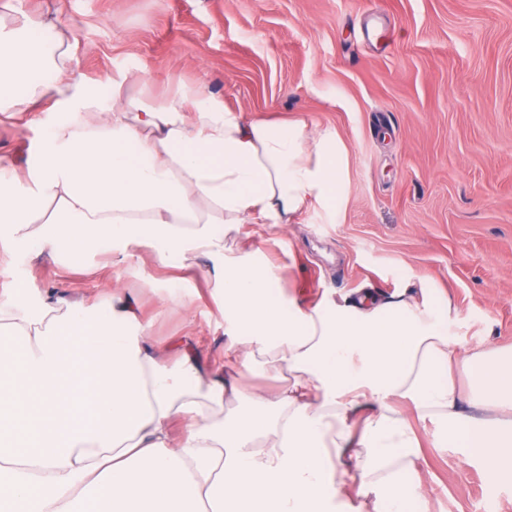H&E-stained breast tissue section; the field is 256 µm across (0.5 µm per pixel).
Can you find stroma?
Returning <instances> with one entry per match:
<instances>
[{
	"label": "stroma",
	"mask_w": 512,
	"mask_h": 512,
	"mask_svg": "<svg viewBox=\"0 0 512 512\" xmlns=\"http://www.w3.org/2000/svg\"><path fill=\"white\" fill-rule=\"evenodd\" d=\"M63 4L64 48L110 92L147 66L160 102L206 81L243 119L303 118L348 151L345 203L251 236L299 302L361 288L385 294L426 274L466 316L468 343L512 344V0H25ZM52 119L0 116V155L28 156ZM91 272L0 243V293L29 303L137 297L155 341L195 336L204 362L224 357V320L204 260L182 273L197 297L162 305L166 273L143 254H96ZM420 430L409 478L429 512H512V483L491 482L455 446Z\"/></svg>",
	"instance_id": "1"
}]
</instances>
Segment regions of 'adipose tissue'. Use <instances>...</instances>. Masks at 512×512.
Returning a JSON list of instances; mask_svg holds the SVG:
<instances>
[{"label": "adipose tissue", "instance_id": "adipose-tissue-1", "mask_svg": "<svg viewBox=\"0 0 512 512\" xmlns=\"http://www.w3.org/2000/svg\"><path fill=\"white\" fill-rule=\"evenodd\" d=\"M0 24V115L54 118L26 161L0 156V239L70 267L142 250L208 262L224 361L199 341L153 342L137 300L0 296V512H428L407 475L416 423L512 483V345L465 344L462 309L430 279L385 297L303 305L245 242L344 203L347 148L303 119L246 121L206 82L150 104L145 70L110 94L75 74L49 20L10 0ZM287 371L267 395L242 377Z\"/></svg>", "mask_w": 512, "mask_h": 512}]
</instances>
